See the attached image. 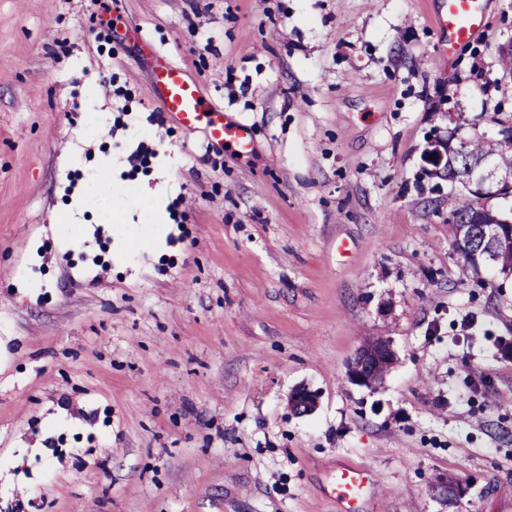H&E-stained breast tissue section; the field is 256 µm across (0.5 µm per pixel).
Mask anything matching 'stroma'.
I'll list each match as a JSON object with an SVG mask.
<instances>
[{
	"instance_id": "1",
	"label": "stroma",
	"mask_w": 512,
	"mask_h": 512,
	"mask_svg": "<svg viewBox=\"0 0 512 512\" xmlns=\"http://www.w3.org/2000/svg\"><path fill=\"white\" fill-rule=\"evenodd\" d=\"M143 40L251 151L160 111ZM439 40L429 0H0V512H336L343 463L365 512H512V275L464 261L426 160L512 122V0ZM162 181L182 223L121 252ZM395 359L389 340L367 341L354 354L347 369L348 380L359 386H372L383 378ZM319 406L318 395L306 387L296 388L288 401L291 412L298 416L313 414ZM376 488L377 480L369 468L351 465L336 476L330 498L336 503V512H362L365 496Z\"/></svg>"
}]
</instances>
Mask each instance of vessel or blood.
<instances>
[{"label":"vessel or blood","instance_id":"b4317fda","mask_svg":"<svg viewBox=\"0 0 512 512\" xmlns=\"http://www.w3.org/2000/svg\"><path fill=\"white\" fill-rule=\"evenodd\" d=\"M490 0H436L430 18L442 37L443 50L450 51L480 35L489 15ZM153 78L154 97L163 112L183 127L204 129L212 145L243 152L252 147L250 127L217 118L196 81L167 56L142 44ZM374 473L363 465H351L336 477L330 497L336 512H362L365 496L375 491Z\"/></svg>","mask_w":512,"mask_h":512}]
</instances>
